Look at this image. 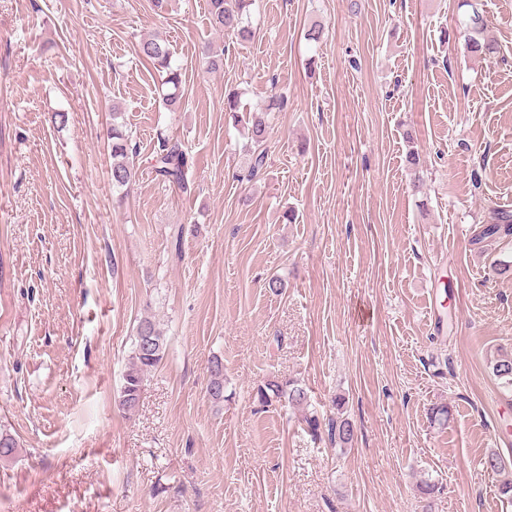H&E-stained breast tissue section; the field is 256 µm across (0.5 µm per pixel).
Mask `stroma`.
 <instances>
[{
	"instance_id": "35a3bbf8",
	"label": "stroma",
	"mask_w": 512,
	"mask_h": 512,
	"mask_svg": "<svg viewBox=\"0 0 512 512\" xmlns=\"http://www.w3.org/2000/svg\"><path fill=\"white\" fill-rule=\"evenodd\" d=\"M459 2L256 0L254 39L233 44L207 0L164 19L149 0H0V429L19 442L0 512H512L483 465L512 459L490 364L512 351V276L493 271L512 238L478 239L491 208L512 211V0H483L501 47L486 60L464 50ZM158 32L183 69L175 112L136 54ZM208 43L223 68L201 69ZM231 87L250 109L288 97L250 182ZM115 106L140 145L119 207ZM162 135L189 151L190 193L149 167ZM147 316L166 353L127 414ZM271 378L307 407L259 401ZM305 414L347 418L352 443L313 439ZM209 380L206 387V395L214 403L224 401V365L221 361L211 362L209 367Z\"/></svg>"
}]
</instances>
